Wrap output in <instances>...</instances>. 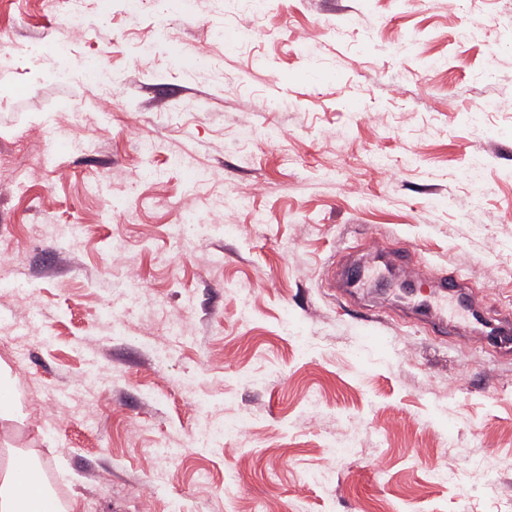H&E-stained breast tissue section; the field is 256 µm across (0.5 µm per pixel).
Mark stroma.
<instances>
[{"mask_svg":"<svg viewBox=\"0 0 512 512\" xmlns=\"http://www.w3.org/2000/svg\"><path fill=\"white\" fill-rule=\"evenodd\" d=\"M77 6L79 44L46 0H0V319L19 332L0 335V360L23 414L0 422V450L36 457L80 512H512V356L433 335L392 315L389 291L353 299L326 274L381 232L414 243L424 270L465 274L485 315L512 313V112L482 110L512 102V10L267 0L244 42L236 0ZM162 23L173 46L140 59ZM472 24L480 37L458 46ZM476 156L477 198L463 177ZM185 205L202 223L190 252L169 235ZM44 224L83 225L79 247L43 240ZM115 238L154 313L125 304ZM109 302L114 330L99 319ZM206 412L239 430L195 442ZM352 434L363 449L333 486L308 481ZM161 442L175 453L157 475L146 460ZM442 463L452 483L435 482Z\"/></svg>","mask_w":512,"mask_h":512,"instance_id":"35a3bbf8","label":"stroma"}]
</instances>
